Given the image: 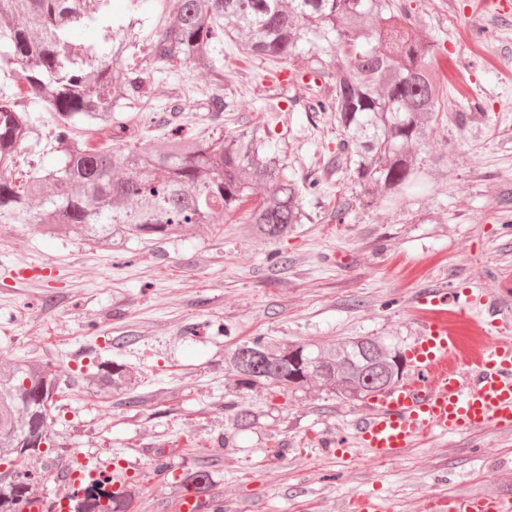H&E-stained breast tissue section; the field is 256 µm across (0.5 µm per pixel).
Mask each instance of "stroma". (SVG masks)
I'll list each match as a JSON object with an SVG mask.
<instances>
[{"label":"stroma","mask_w":512,"mask_h":512,"mask_svg":"<svg viewBox=\"0 0 512 512\" xmlns=\"http://www.w3.org/2000/svg\"><path fill=\"white\" fill-rule=\"evenodd\" d=\"M455 3L448 13L440 0H409L441 48L434 64L464 79L449 80L448 105L421 152L442 178H423L396 201L360 204L352 178L325 166L340 139L334 114L307 111L305 84L270 82L267 64L228 45L225 65L253 82L244 97L225 81L224 98L237 104L225 131L265 125L289 170L317 183L305 198L309 221L287 240L242 238L233 214L179 240L132 239L105 253L46 238L26 218L0 223V359L32 357L62 374L50 422L66 442L45 449L49 463L112 460L132 484L152 482L154 495L132 512H168L202 460L224 512H338L361 495L386 512H435L461 490L497 487L498 469L512 468V434L430 435L388 462L360 448L342 455L318 441L348 435L366 402L314 385L247 390L224 366L228 351L257 337L329 346L370 336L405 351L418 334L412 298L436 284L512 303V223L494 203L512 190V13L488 0ZM168 90L154 89L139 141L177 128L208 137L200 100L185 99L176 113ZM476 103L474 123L459 126L457 114ZM53 125L38 113L19 176L56 162ZM24 265L41 266L36 283L16 281ZM88 267L95 278L84 277ZM108 361L137 370L139 406L88 388ZM159 390L168 395L160 407L148 400ZM240 408L261 412L260 427L235 431Z\"/></svg>","instance_id":"1"}]
</instances>
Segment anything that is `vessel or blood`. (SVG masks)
I'll use <instances>...</instances> for the list:
<instances>
[{"instance_id":"1","label":"vessel or blood","mask_w":512,"mask_h":512,"mask_svg":"<svg viewBox=\"0 0 512 512\" xmlns=\"http://www.w3.org/2000/svg\"><path fill=\"white\" fill-rule=\"evenodd\" d=\"M419 334L407 350L409 380L376 395L370 414L355 419L353 436L375 460L403 456L432 432L512 433V317L501 304H483L462 290L435 288L414 305ZM464 317L481 337L464 344L448 326L449 314ZM110 464L84 463L70 470L69 486L53 497L21 506L22 512H76L88 481L110 479ZM457 512H512V494L464 490Z\"/></svg>"}]
</instances>
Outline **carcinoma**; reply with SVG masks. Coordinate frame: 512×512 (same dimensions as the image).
<instances>
[{
    "label": "carcinoma",
    "mask_w": 512,
    "mask_h": 512,
    "mask_svg": "<svg viewBox=\"0 0 512 512\" xmlns=\"http://www.w3.org/2000/svg\"><path fill=\"white\" fill-rule=\"evenodd\" d=\"M143 0H126V19L112 0H0V221L33 218L48 238L87 237L110 250L129 237L148 241L186 236L194 225L219 224L243 212L240 233L277 242L309 219L306 183L288 171L266 130L253 126L231 134L216 130L205 140L168 137L155 144L112 142L92 146L112 132L117 113L151 99L155 80L186 65L216 87L224 85V41L272 64L292 62L304 51L321 52L336 65L330 74L317 59L314 74L335 84L312 86L311 112H333L342 139L336 171L354 178L366 203L394 201L422 169L420 150L437 122L447 83L429 68L435 45L423 20L405 0H173L147 39L148 63L129 61L137 41ZM87 29L94 44L78 40ZM59 122L58 162L17 182V152L34 137V109ZM220 120L236 111L212 98L201 106ZM399 352L366 336L349 337L329 352L305 344L258 338L224 358L245 389L273 386L297 391L314 381L336 397L361 401L386 390L401 375ZM137 372L112 362L90 378L98 393L131 390ZM60 374L40 361L0 360V460H40L42 446L61 445L47 426ZM261 416L237 410L233 427L249 430ZM34 471L0 473V512H20L39 493ZM213 472L200 464L181 489L214 498ZM97 512H130L119 492Z\"/></svg>",
    "instance_id": "obj_1"
}]
</instances>
